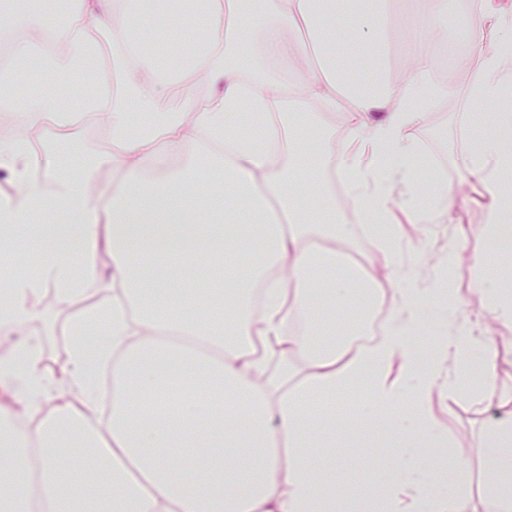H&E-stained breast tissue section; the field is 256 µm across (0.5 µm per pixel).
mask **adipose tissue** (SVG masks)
Masks as SVG:
<instances>
[{"label": "adipose tissue", "instance_id": "1", "mask_svg": "<svg viewBox=\"0 0 512 512\" xmlns=\"http://www.w3.org/2000/svg\"><path fill=\"white\" fill-rule=\"evenodd\" d=\"M411 68L381 80L388 0H206L205 34L144 46L180 18L181 0H74L63 23L31 11L0 17L10 37L1 69L24 59L62 75L94 65L93 25L120 47L121 79L91 109L64 111L55 94L12 101L23 124L57 141L106 122L116 181L92 198L71 159L41 165L26 141L0 139V169L18 189L0 202V241L25 236L27 266L0 251V331L25 334L38 301L92 296L72 315L63 377L38 341L0 356V512H336L309 449L375 434L394 464L376 488L384 512H478L431 405L479 399L499 412L481 435L485 498L512 512V390L501 353L475 336L441 277L400 262L401 217L431 224L466 202L432 193L436 169L411 138L427 118L434 57L421 29L448 45L447 0H412ZM469 44L479 63L468 124L492 123L462 156L488 200V249L473 293L484 321L512 326V112L492 106L512 86V0H473ZM272 19L262 62L244 54L253 17ZM305 79H294L297 70ZM204 82L206 100L191 93ZM182 99L171 109L169 96ZM344 108L341 152H324L310 114ZM342 181L352 205L341 215ZM53 226L42 234L40 224ZM383 224L377 254L340 265L352 225ZM388 302L377 340L351 345L372 294ZM444 339L429 356L426 325ZM193 393L168 405L175 382ZM370 390L351 420L334 399Z\"/></svg>", "mask_w": 512, "mask_h": 512}]
</instances>
